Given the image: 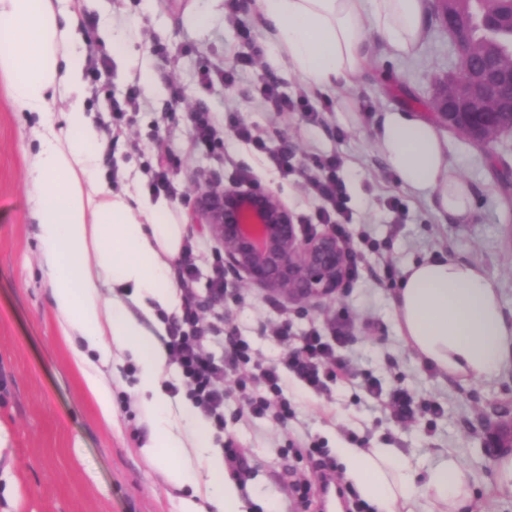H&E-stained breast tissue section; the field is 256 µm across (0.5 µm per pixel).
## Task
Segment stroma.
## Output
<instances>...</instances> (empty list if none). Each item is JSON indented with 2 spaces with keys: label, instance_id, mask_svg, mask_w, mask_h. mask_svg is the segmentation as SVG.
I'll return each mask as SVG.
<instances>
[{
  "label": "stroma",
  "instance_id": "35a3bbf8",
  "mask_svg": "<svg viewBox=\"0 0 512 512\" xmlns=\"http://www.w3.org/2000/svg\"><path fill=\"white\" fill-rule=\"evenodd\" d=\"M207 15L199 24L197 15ZM78 15L85 62H97L98 76L84 75L86 106L99 127L112 116L110 97L129 86L140 92L139 110L129 113L118 137L102 156L100 178L119 188L146 189L158 155H172L170 177L178 188L170 198L174 222L184 225L194 264V288L206 296L218 245L195 221L190 200L209 189L243 181L278 193L299 223L314 219L318 203L309 196L303 169L315 158L335 156L337 171L353 212L352 236L365 235L374 249L357 259L360 272L335 297L291 302L225 270L223 300L204 304L205 321L224 317L255 352L258 363H275L280 350L266 334L280 309L292 320V340L324 327L342 309L353 326L337 347V359L352 375L330 383L323 393L295 379L285 389L293 414L284 422L240 417L236 373L224 369V430L220 441H234L251 471L241 497L248 512H316L300 507L292 482L317 485L319 470L309 458H295L291 445L318 442L328 453L337 446L392 448L428 465L438 452L462 462L471 476L477 512H512V496L497 494V454L485 448L487 425L512 419V361L491 380L461 383L421 362L399 336L393 316L395 288L383 283L385 265L403 269L439 252L483 267L499 284L502 302L512 311V136L491 151L464 135L447 132L448 161L472 186L473 223L452 224L431 201L405 191L379 153L373 127L383 112L400 108L433 119L429 106L434 77L455 68L447 34L428 18L414 53L397 54L376 42L366 71L350 82L319 91L305 89L295 70L279 59L275 37L260 18L256 0H80ZM135 37V59L113 55V34ZM250 65H240L242 57ZM153 81L144 85L143 69ZM235 70L233 83L206 82L204 71ZM277 81L288 98L306 92L319 112L309 123L300 109L284 111L261 103L264 82ZM180 100H173V92ZM206 105L218 121L237 114L259 127L269 147L289 146L296 173L286 176L251 144L224 132L232 161L219 164L214 150L196 142L185 115ZM31 141L27 113L14 104L0 76V512H181L191 487L170 485L150 446L152 421L135 393L136 372L129 357L114 358L105 374L112 389V420L104 422L73 366L83 340L62 336L50 300L47 275L38 264L36 228L28 217L31 190L26 180ZM398 208H389L390 200ZM377 380L383 398L364 390ZM408 390L416 401L443 408L440 417L417 414L414 421L392 420L385 396Z\"/></svg>",
  "mask_w": 512,
  "mask_h": 512
}]
</instances>
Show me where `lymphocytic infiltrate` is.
<instances>
[{
  "mask_svg": "<svg viewBox=\"0 0 512 512\" xmlns=\"http://www.w3.org/2000/svg\"><path fill=\"white\" fill-rule=\"evenodd\" d=\"M339 161L330 156L306 170L305 180L309 194L319 200L318 219L331 225L339 236H347L351 210L347 205L343 183L336 175ZM178 279L183 294L182 313L173 318L168 327L165 348L170 360L180 370L179 384L170 385L172 393L186 392L197 408L216 427L224 425V367L235 366L238 371L236 387L246 402L249 414L255 418L287 419L293 410L284 394L285 380L294 377L312 392L320 393L330 382L346 374L345 364L336 359V344L350 333L352 318L348 310H340L331 320L327 332L311 331L303 344L291 346L289 336L292 323L281 317L273 330V341L280 348L276 364L254 368L253 351L241 339L231 324L217 325L203 322L199 303L193 288L195 269L183 263L178 268ZM225 336L230 350L227 359L217 358L207 351L206 344L218 336Z\"/></svg>",
  "mask_w": 512,
  "mask_h": 512,
  "instance_id": "obj_1",
  "label": "lymphocytic infiltrate"
}]
</instances>
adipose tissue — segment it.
Instances as JSON below:
<instances>
[{"mask_svg": "<svg viewBox=\"0 0 512 512\" xmlns=\"http://www.w3.org/2000/svg\"><path fill=\"white\" fill-rule=\"evenodd\" d=\"M259 4L278 53L318 89L364 71L372 34L398 54H410L423 35L428 7L427 0ZM82 45L78 15L62 0H0V74L33 122L28 211L53 309L63 336L88 344L87 351H75L74 364L104 421L112 419V391L103 365L116 350L139 364L135 391L154 417L150 441L159 450L157 462L169 483L193 489L183 512H201L199 497L217 512H246L207 422L185 402L179 405L182 425L160 414L167 402L161 382L168 353L144 322L177 302L169 272L182 254L184 227L173 221L167 202L150 205L138 191L116 193L99 182L107 143L86 110ZM54 105L56 117L49 112ZM375 141L403 188L433 197L454 223L472 222L474 191L449 164L446 141L432 122L395 109L381 117ZM393 310L410 348L448 377L489 380L512 358V315L503 309L497 280L469 261L439 253L406 265ZM94 352L102 364L95 371ZM337 454L376 512H475L468 471L451 455H439L422 474L390 448H341Z\"/></svg>", "mask_w": 512, "mask_h": 512, "instance_id": "adipose-tissue-1", "label": "adipose tissue"}]
</instances>
